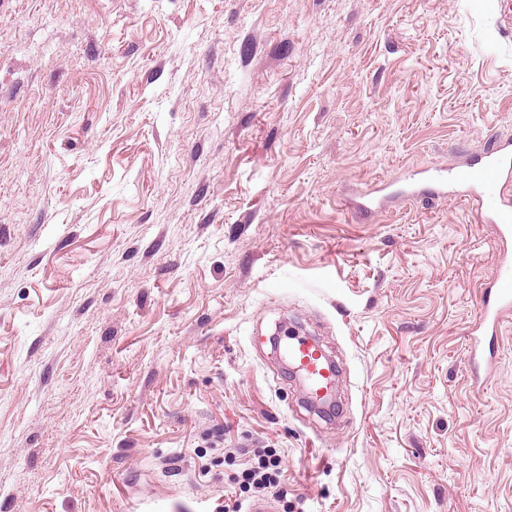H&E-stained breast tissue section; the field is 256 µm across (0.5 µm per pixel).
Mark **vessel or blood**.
<instances>
[{
	"label": "vessel or blood",
	"instance_id": "obj_1",
	"mask_svg": "<svg viewBox=\"0 0 512 512\" xmlns=\"http://www.w3.org/2000/svg\"><path fill=\"white\" fill-rule=\"evenodd\" d=\"M505 144L477 154L458 170L432 169L421 172L420 183L414 184V193L430 191L437 195L454 192L467 197L472 204L484 203L486 191L497 185L512 183V165L501 156ZM493 223L499 241L512 240V199L501 197L499 203L487 214ZM493 299L487 300L482 308L477 326L480 331L495 329L505 316L512 314V272L501 271L494 280ZM285 352L299 367L307 382L311 396H318L335 378L323 351L315 344L298 340L287 344ZM466 361L477 383L486 384L485 367L488 357L481 346L478 335L471 336L466 349Z\"/></svg>",
	"mask_w": 512,
	"mask_h": 512
}]
</instances>
